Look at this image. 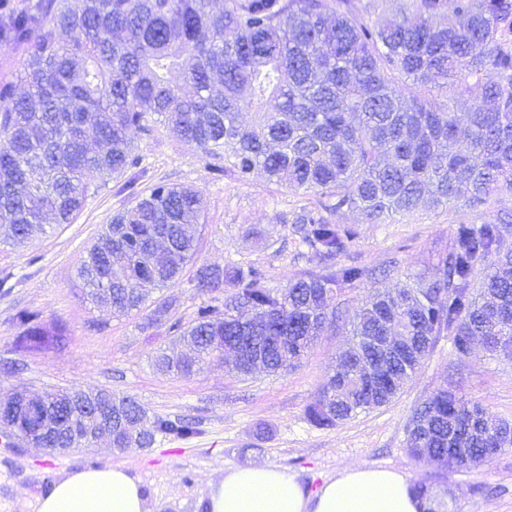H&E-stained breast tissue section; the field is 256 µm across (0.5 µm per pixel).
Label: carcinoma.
<instances>
[{
    "mask_svg": "<svg viewBox=\"0 0 512 512\" xmlns=\"http://www.w3.org/2000/svg\"><path fill=\"white\" fill-rule=\"evenodd\" d=\"M412 9L414 19L382 24L365 19L354 0H224L219 10L213 0H31L21 9L0 0V43L31 49L24 94L0 79V225L24 246L45 233L48 215L73 222L91 176L115 180L131 206L113 216L77 275L93 304L122 316L194 261L191 228L204 208L188 186L138 189L146 169L133 137L150 123L216 160L218 177L261 172L270 184L310 192L315 202L284 223L318 271L272 288L253 263L199 268L200 291L228 284L235 292L222 305H199L189 330L170 325L196 341L192 353L156 357L162 371L187 377L212 361L213 340H242L268 373L295 366L342 318L338 291L386 276L348 255L357 230L340 223L347 212L372 220L512 193V0H413ZM441 13L448 22L432 24ZM61 32L69 34L63 44ZM174 72L191 91L170 81ZM400 78L415 91L396 86ZM436 90L448 98L439 108L429 100ZM245 113L252 123H243ZM511 232L507 215L459 224L431 283L369 295L353 336L394 328L405 337L403 357L375 382L342 358L309 420L333 427L389 404L440 336L460 357L480 336L490 355L512 359V324L485 301L491 295L512 312V251H500ZM15 320L18 351L62 342L63 331L48 330L36 311ZM79 398L65 391L39 402L68 415L77 427L68 444L87 448L82 437L99 417ZM102 403L112 408L113 429L129 415L146 425L143 438L112 444L117 450L197 433L191 421L149 419L128 396L107 392ZM411 417L430 418L431 427L409 430V454L420 462L467 469L512 447L511 422L446 387Z\"/></svg>",
    "mask_w": 512,
    "mask_h": 512,
    "instance_id": "1",
    "label": "carcinoma"
}]
</instances>
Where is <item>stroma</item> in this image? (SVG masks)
<instances>
[{"instance_id":"1","label":"stroma","mask_w":512,"mask_h":512,"mask_svg":"<svg viewBox=\"0 0 512 512\" xmlns=\"http://www.w3.org/2000/svg\"><path fill=\"white\" fill-rule=\"evenodd\" d=\"M136 144L147 169L141 187L163 180L193 187L203 196L195 264L162 290L169 307L158 322L150 321L146 309L118 318L83 299L78 261L129 205L112 180L89 196L73 223L50 226L27 246L6 243L7 232L0 228V271H11L15 280L11 292L0 294V399L18 392L107 390L132 397L148 416L194 420L198 432L185 440L161 436L153 447L122 452L105 440L59 453L1 436L0 512H35L38 498L55 480L107 464L122 466L139 480L150 512H204L209 482L225 468L256 461L288 468L311 490L348 466L397 469L434 489L443 512H512V448L467 470L416 461L407 448L413 409L443 387L512 421V360L489 355L482 346L460 357L448 337H439L391 403L332 428L315 426L307 410L349 348L343 324L328 327L298 366L276 375L241 377L220 362L188 377L158 370L157 351L189 349L175 340L169 326H191L198 306L207 301L195 286L199 266L249 261L263 266L271 286L278 288L313 269L284 218L314 196L276 187L258 174L245 182L216 177L194 144L160 124L138 134ZM505 213L512 214V193L492 196L476 209L460 203L434 212L398 213L374 224L359 213L346 214L345 223L358 228L354 256L389 275L378 285L344 288V317H352L376 287L432 279L440 256L455 243L457 224H483ZM23 309L39 312L46 326L63 327V343L16 351L14 317Z\"/></svg>"}]
</instances>
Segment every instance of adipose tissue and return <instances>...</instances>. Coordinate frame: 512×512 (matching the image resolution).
<instances>
[{
	"label": "adipose tissue",
	"instance_id": "obj_1",
	"mask_svg": "<svg viewBox=\"0 0 512 512\" xmlns=\"http://www.w3.org/2000/svg\"><path fill=\"white\" fill-rule=\"evenodd\" d=\"M411 478L387 468L350 467L308 492L271 462L225 469L210 484L207 512H427ZM36 512H147L138 480L119 466L84 468L52 483Z\"/></svg>",
	"mask_w": 512,
	"mask_h": 512
}]
</instances>
